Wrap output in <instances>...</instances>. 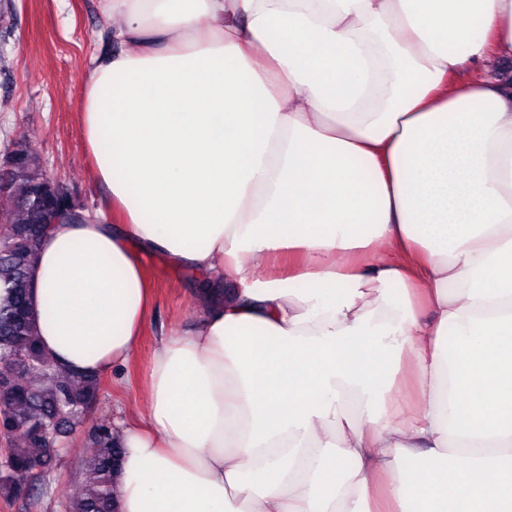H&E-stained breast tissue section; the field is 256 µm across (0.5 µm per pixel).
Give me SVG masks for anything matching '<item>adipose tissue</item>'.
Listing matches in <instances>:
<instances>
[{"mask_svg":"<svg viewBox=\"0 0 512 512\" xmlns=\"http://www.w3.org/2000/svg\"><path fill=\"white\" fill-rule=\"evenodd\" d=\"M100 8L78 122L112 217L43 239L40 343L111 373L145 257L197 285L112 425L118 512H512V88L469 74L512 58V0Z\"/></svg>","mask_w":512,"mask_h":512,"instance_id":"1","label":"adipose tissue"}]
</instances>
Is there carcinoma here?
Returning a JSON list of instances; mask_svg holds the SVG:
<instances>
[{
	"label": "carcinoma",
	"mask_w": 512,
	"mask_h": 512,
	"mask_svg": "<svg viewBox=\"0 0 512 512\" xmlns=\"http://www.w3.org/2000/svg\"><path fill=\"white\" fill-rule=\"evenodd\" d=\"M8 155L6 194L0 212V498L25 508L40 506L63 445L79 436L92 453L79 463L67 512H115L113 486L122 449L114 447L112 425L87 426L101 378L62 373L41 347L32 301L33 270L48 219L80 216L68 189L55 183L37 194L44 176L29 145Z\"/></svg>",
	"instance_id": "1"
}]
</instances>
